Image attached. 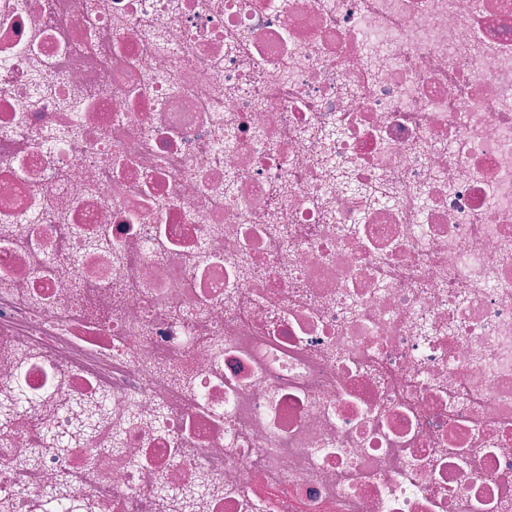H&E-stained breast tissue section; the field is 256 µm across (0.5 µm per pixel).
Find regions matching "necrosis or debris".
Segmentation results:
<instances>
[{
	"instance_id": "necrosis-or-debris-1",
	"label": "necrosis or debris",
	"mask_w": 512,
	"mask_h": 512,
	"mask_svg": "<svg viewBox=\"0 0 512 512\" xmlns=\"http://www.w3.org/2000/svg\"><path fill=\"white\" fill-rule=\"evenodd\" d=\"M0 512H512V0H0Z\"/></svg>"
}]
</instances>
